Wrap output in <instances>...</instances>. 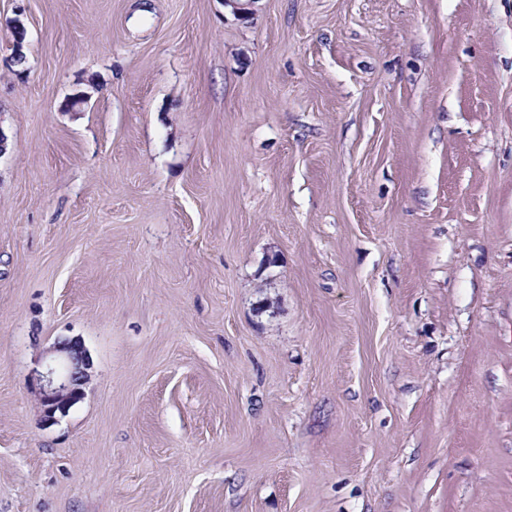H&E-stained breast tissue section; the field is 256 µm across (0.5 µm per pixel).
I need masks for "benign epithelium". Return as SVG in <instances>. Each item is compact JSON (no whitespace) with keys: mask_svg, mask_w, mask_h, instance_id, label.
Instances as JSON below:
<instances>
[{"mask_svg":"<svg viewBox=\"0 0 512 512\" xmlns=\"http://www.w3.org/2000/svg\"><path fill=\"white\" fill-rule=\"evenodd\" d=\"M45 359V370L36 371L32 394L42 410L43 423L52 425L83 399L91 363L80 343L71 339L57 342Z\"/></svg>","mask_w":512,"mask_h":512,"instance_id":"1","label":"benign epithelium"}]
</instances>
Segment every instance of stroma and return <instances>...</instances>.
I'll return each instance as SVG.
<instances>
[{"mask_svg": "<svg viewBox=\"0 0 512 512\" xmlns=\"http://www.w3.org/2000/svg\"><path fill=\"white\" fill-rule=\"evenodd\" d=\"M0 128V512H512V0H0ZM44 371H35L31 392L42 410L44 424L58 421L69 409L83 399L90 380L91 363L86 351L76 340L65 339L45 354Z\"/></svg>", "mask_w": 512, "mask_h": 512, "instance_id": "obj_1", "label": "stroma"}]
</instances>
